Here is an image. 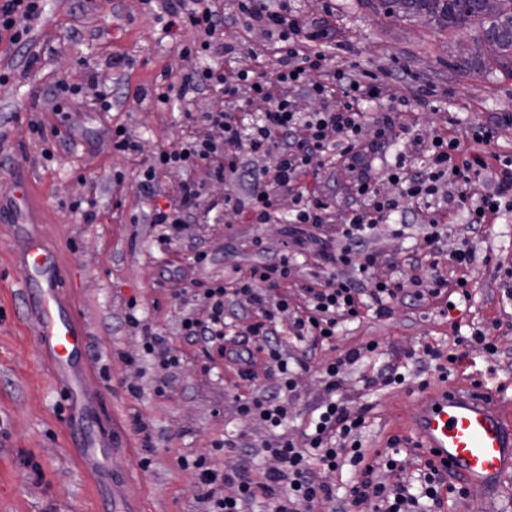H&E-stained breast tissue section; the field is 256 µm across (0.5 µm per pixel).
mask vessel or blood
I'll return each instance as SVG.
<instances>
[{
	"label": "vessel or blood",
	"instance_id": "vessel-or-blood-1",
	"mask_svg": "<svg viewBox=\"0 0 512 512\" xmlns=\"http://www.w3.org/2000/svg\"><path fill=\"white\" fill-rule=\"evenodd\" d=\"M16 193L0 199V214L29 211V181L23 171L14 174ZM34 274V287L43 296L33 317L42 328V353L63 386H77L80 375L68 368L83 343V331L72 317H54L51 303L58 269L41 240L30 238L21 256ZM415 445L448 471L462 478L468 492L491 495L512 475V406L481 387L440 385L416 398L407 417ZM112 453L109 439L79 449L83 468L97 472Z\"/></svg>",
	"mask_w": 512,
	"mask_h": 512
}]
</instances>
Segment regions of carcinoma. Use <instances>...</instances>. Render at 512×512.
<instances>
[{
	"mask_svg": "<svg viewBox=\"0 0 512 512\" xmlns=\"http://www.w3.org/2000/svg\"><path fill=\"white\" fill-rule=\"evenodd\" d=\"M373 10L385 18H411L424 13L440 29L451 31L467 24L480 28L472 51L460 56L456 63L477 72L495 71L512 77V0H500L493 17L480 7L481 0H396L390 7L388 0H367ZM494 40L501 44L499 54L484 57L483 42Z\"/></svg>",
	"mask_w": 512,
	"mask_h": 512,
	"instance_id": "carcinoma-1",
	"label": "carcinoma"
}]
</instances>
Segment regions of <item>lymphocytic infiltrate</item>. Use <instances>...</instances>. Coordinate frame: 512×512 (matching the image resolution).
Returning a JSON list of instances; mask_svg holds the SVG:
<instances>
[{
	"label": "lymphocytic infiltrate",
	"mask_w": 512,
	"mask_h": 512,
	"mask_svg": "<svg viewBox=\"0 0 512 512\" xmlns=\"http://www.w3.org/2000/svg\"><path fill=\"white\" fill-rule=\"evenodd\" d=\"M44 10L45 0H0V41L28 44ZM238 12L245 26L261 29L267 37L263 49L252 51V67L227 70L219 64L207 66L178 83L142 91L145 101L153 97L165 102L174 97L189 104L215 88L222 92L226 103L222 109L186 112L189 124H206L219 132V139L200 141L189 136L175 148L159 150L142 172L143 184L152 187L158 172L173 168L192 171L202 166L219 180L245 175L250 180L248 198L255 223L271 222L273 196L285 191L294 197L295 223L321 227L327 204L307 189L304 177L319 176L339 162L358 165L367 139L382 141L396 134L401 127L399 115L390 110L367 121L362 104L380 98L382 85L376 78L358 76L353 66L330 67L336 39L327 23L303 21L289 10L288 0H238ZM162 19L170 37H178L188 27L203 34L202 42L182 44V54L226 56L239 51L238 43L217 34L224 20L223 0H208L203 8L196 7L192 0H165ZM297 89L317 100L319 111H298L293 98ZM255 98L267 101L268 110L256 123L240 122L236 109ZM301 125L309 130L303 138L294 134ZM500 127L498 120L490 119L473 124L462 136L445 133L427 142L417 141V151L429 157L427 165L418 168L401 157L386 172L387 180L399 186V198L380 195L368 177H359L353 190L356 206L338 232L340 247L320 253L332 272L306 288L303 310L290 312L287 296L273 300L267 294L291 272L292 258L285 253L272 262L253 266L248 276L236 277L234 290L219 287L203 292L206 317L185 318V334L201 337L208 344L223 340L225 297L233 295L264 314L263 321L249 329L254 338L252 347L236 352L233 358L239 375L255 378V357L261 354L269 374L276 379L271 394L240 409L241 414L259 418L277 433L263 450L269 463L263 481H254L242 463L220 470L202 458L189 462L209 512H249L258 502L272 506L273 512H295L299 502L305 503L308 512L326 506L351 512L368 501L373 502L374 512H417L425 501L441 505L449 493L467 497V490L450 484L446 471L432 460H425L416 489L398 477L393 455H385L377 464L365 462L359 439L364 414L349 410L334 397L341 374L363 358V350H349L321 367L328 397L305 444L297 445L281 434L295 389V371L288 355L273 347L269 337L276 331L278 316L287 312L293 315L296 338L319 344L326 335L335 334L341 320L358 317L366 299H373L377 316L385 317L391 312V303L409 295L420 304L430 297H446L448 279L437 259L429 261L432 274L428 289L410 294L404 279H372L373 256L365 243L381 221L399 209L401 200L421 204L445 187L457 190L458 204L466 209L467 222L473 228L496 223L503 213L511 212L512 156L489 149ZM247 155L272 157L270 170H245L242 159ZM199 196L198 185L187 183L179 200L151 210L150 222L180 231L189 223ZM347 462L357 467L358 478L350 487L347 501L340 503L330 476ZM381 468L395 473L396 481L389 485L379 481L377 471ZM227 486L232 489L228 495L223 492Z\"/></svg>",
	"instance_id": "1"
}]
</instances>
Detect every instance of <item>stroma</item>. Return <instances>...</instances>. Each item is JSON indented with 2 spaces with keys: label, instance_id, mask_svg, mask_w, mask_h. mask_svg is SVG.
I'll return each instance as SVG.
<instances>
[{
  "label": "stroma",
  "instance_id": "1",
  "mask_svg": "<svg viewBox=\"0 0 512 512\" xmlns=\"http://www.w3.org/2000/svg\"><path fill=\"white\" fill-rule=\"evenodd\" d=\"M162 5L163 0H47L31 45L0 44V68L15 71L14 79L0 86V196L13 194L12 175L24 170L46 218L42 224L0 222V512H113L111 468L94 481L75 461L77 449L109 429L116 432L118 465L128 476L137 512H207L184 459L202 456L212 466L231 467L269 438L261 421L242 416L239 408L258 388L273 387V377L262 366L256 380L240 377L217 349L185 335L181 323L205 316L195 293L222 285L232 268L245 276L253 265L285 252L292 203L279 195V219L269 224L253 223L246 212L237 224L225 225L215 220L213 206L228 195L245 197L246 189L235 179L212 181L199 168L190 176L203 186L194 217L178 237L160 242V229L149 224L147 214L153 205L178 199L187 176L176 169L159 174L150 197L139 173L155 151L175 147L191 134L211 135L208 128L186 125L183 103L151 106L139 97L161 73L175 79L211 62L180 52L181 43L200 40L197 31H183L176 43L165 37ZM293 5L302 20L327 19L345 48L341 63L382 83L381 98L364 106L368 117L411 100L403 117L426 140L450 117L461 133L490 116L512 118V78L448 66L456 44L474 41L475 29L448 33L384 18L364 0H293ZM118 57L123 63L117 67ZM60 82L76 88L74 99H53ZM422 87L431 90L436 107L414 105ZM35 88L44 94L36 105L30 99ZM105 100L111 111H101ZM116 125L140 144L137 156L113 151L106 130ZM400 153L412 154L414 165L426 163L406 138L371 153L377 187L392 197L397 190L383 174ZM359 174L340 166L314 185L330 205L320 230L328 248H336V232L351 215ZM433 205L448 213L444 250L480 240V256L471 265L446 269L449 284L468 282L469 298H456L444 313L434 302L415 307L405 301L379 317L369 305L358 318L340 322L332 341L316 347L294 340L292 319L285 316L271 338L287 345L290 356L310 363L298 372L289 402L286 430L296 439L327 396L318 367L378 342L376 351L347 367L336 396L350 410L366 412L361 433L366 460L398 446L402 475L413 481L420 477L421 460L412 435L401 427L402 417L418 387L443 377L435 362L423 358L424 346L445 356L463 352L444 375L450 383L476 379L512 399V212L476 233L447 196ZM31 237L45 242L59 267L58 309L73 314L86 337L71 364L86 374L96 398L76 422L70 415L81 392L59 385L31 315L38 292L29 287L30 272L18 260ZM366 247L375 256V277L429 283L428 265L407 263L427 250L419 227L401 237L380 231ZM326 273L316 249H309L293 262L282 289L292 301H302L304 286ZM131 310L142 328L127 322ZM147 328L164 336L176 367L165 372L152 364L143 344ZM476 331L497 346L496 355L485 354L478 344L460 348V339ZM389 367L397 369L402 383L367 385V378ZM235 433L244 437L239 453L217 449V442ZM441 512H512V478L500 484L493 501L451 496Z\"/></svg>",
  "mask_w": 512,
  "mask_h": 512
}]
</instances>
